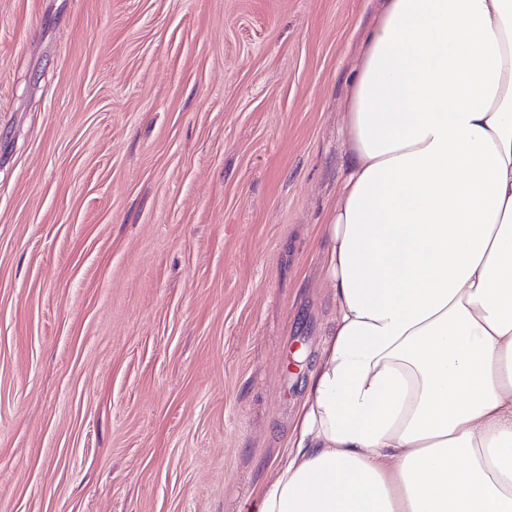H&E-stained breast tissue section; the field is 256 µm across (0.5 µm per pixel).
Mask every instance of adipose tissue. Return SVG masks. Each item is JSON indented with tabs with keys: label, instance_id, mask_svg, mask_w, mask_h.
I'll list each match as a JSON object with an SVG mask.
<instances>
[{
	"label": "adipose tissue",
	"instance_id": "1",
	"mask_svg": "<svg viewBox=\"0 0 512 512\" xmlns=\"http://www.w3.org/2000/svg\"><path fill=\"white\" fill-rule=\"evenodd\" d=\"M346 137L335 324L248 512H512V0H386Z\"/></svg>",
	"mask_w": 512,
	"mask_h": 512
}]
</instances>
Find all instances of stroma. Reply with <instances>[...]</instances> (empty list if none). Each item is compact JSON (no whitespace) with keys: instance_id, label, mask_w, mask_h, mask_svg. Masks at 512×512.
<instances>
[{"instance_id":"1","label":"stroma","mask_w":512,"mask_h":512,"mask_svg":"<svg viewBox=\"0 0 512 512\" xmlns=\"http://www.w3.org/2000/svg\"><path fill=\"white\" fill-rule=\"evenodd\" d=\"M382 0H0V512H247L336 318Z\"/></svg>"}]
</instances>
